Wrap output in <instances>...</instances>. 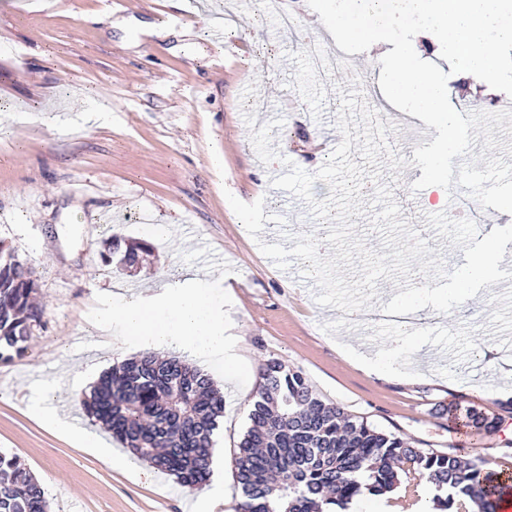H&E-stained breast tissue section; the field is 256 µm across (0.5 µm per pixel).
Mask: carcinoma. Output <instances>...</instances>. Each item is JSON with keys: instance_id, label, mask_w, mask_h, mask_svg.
Returning a JSON list of instances; mask_svg holds the SVG:
<instances>
[{"instance_id": "1", "label": "carcinoma", "mask_w": 512, "mask_h": 512, "mask_svg": "<svg viewBox=\"0 0 512 512\" xmlns=\"http://www.w3.org/2000/svg\"><path fill=\"white\" fill-rule=\"evenodd\" d=\"M118 267L133 266L150 246L110 240ZM31 264L0 241V361L23 356L44 309L35 302ZM259 399L234 454L238 512H347L362 492L407 488L424 477L435 489L436 512H497L509 485L504 473L463 449L423 450L326 403L302 371L271 360L261 373ZM85 415L122 445L184 487L208 481L212 436L224 395L210 376L176 356L145 354L100 376L81 400ZM0 512H48L45 491L21 459L0 452Z\"/></svg>"}]
</instances>
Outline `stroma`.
<instances>
[{"label": "stroma", "instance_id": "1", "mask_svg": "<svg viewBox=\"0 0 512 512\" xmlns=\"http://www.w3.org/2000/svg\"><path fill=\"white\" fill-rule=\"evenodd\" d=\"M288 10L256 0H0V240L31 263L43 322L25 356L0 362V450L19 456L40 482L48 512H189L219 499L236 512L233 451L248 426L271 359L304 372L325 402L399 433L414 447L462 448L512 474V380L488 371L480 351H512V283L481 289L449 319L424 308L421 328L399 336L384 324L360 326L342 310L317 304L315 281L302 272L304 228L320 223L297 196L272 186L285 161L316 172L342 136L337 128L345 74H357L359 99L386 115L397 155L412 158L411 116L383 98L378 58L339 51L322 37L307 0ZM157 23L168 35H145ZM319 40L339 58L317 72L307 45ZM454 108L499 111L501 91L472 88L440 56ZM271 131L279 160L263 164L245 114ZM183 229L181 245L150 238L148 226ZM151 241L130 273L102 259L112 236ZM224 256L231 345L243 367L235 378L207 370L224 393L212 473L217 484L188 489L155 472L133 479L141 460L116 470L41 426L32 405L53 397L72 422L95 434L101 425L80 409L102 372L136 356L131 345L91 326L96 295L115 284L144 287L180 278L183 266L207 270L198 241ZM367 348L409 361L412 381L368 374L349 354ZM473 408L494 422L456 425L449 405Z\"/></svg>", "mask_w": 512, "mask_h": 512}]
</instances>
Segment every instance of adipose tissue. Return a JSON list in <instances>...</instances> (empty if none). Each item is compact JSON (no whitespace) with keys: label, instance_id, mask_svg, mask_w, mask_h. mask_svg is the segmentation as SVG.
<instances>
[{"label":"adipose tissue","instance_id":"obj_1","mask_svg":"<svg viewBox=\"0 0 512 512\" xmlns=\"http://www.w3.org/2000/svg\"><path fill=\"white\" fill-rule=\"evenodd\" d=\"M92 326L97 332L134 340L147 349L175 350L206 364L223 363L228 375L238 369L224 334V276L217 272L189 268L180 280L160 279L150 292L120 288L101 293ZM34 414L110 467L128 468L126 456L105 448L98 436L70 423L54 407L37 406Z\"/></svg>","mask_w":512,"mask_h":512}]
</instances>
